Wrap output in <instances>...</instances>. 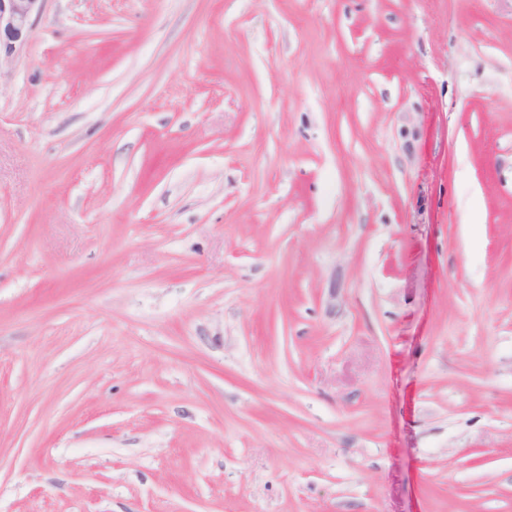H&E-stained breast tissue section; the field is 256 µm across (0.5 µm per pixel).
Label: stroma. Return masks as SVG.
Listing matches in <instances>:
<instances>
[{
    "label": "stroma",
    "instance_id": "obj_1",
    "mask_svg": "<svg viewBox=\"0 0 512 512\" xmlns=\"http://www.w3.org/2000/svg\"><path fill=\"white\" fill-rule=\"evenodd\" d=\"M0 512H512V0H45Z\"/></svg>",
    "mask_w": 512,
    "mask_h": 512
}]
</instances>
